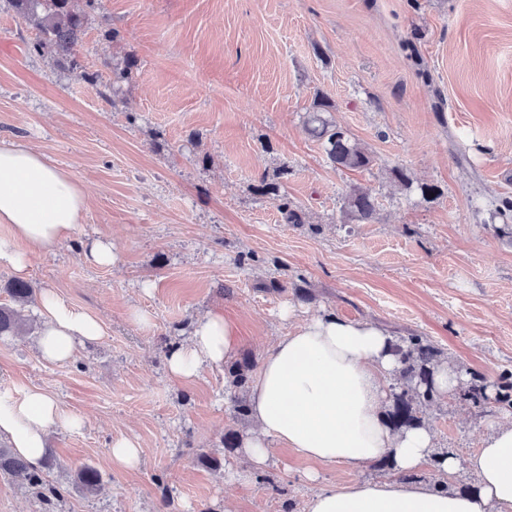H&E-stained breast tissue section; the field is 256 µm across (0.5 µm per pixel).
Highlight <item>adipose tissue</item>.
Wrapping results in <instances>:
<instances>
[{"label":"adipose tissue","instance_id":"1","mask_svg":"<svg viewBox=\"0 0 512 512\" xmlns=\"http://www.w3.org/2000/svg\"><path fill=\"white\" fill-rule=\"evenodd\" d=\"M87 207L77 180L22 144H0V269L28 275L31 259L19 242L51 250L72 236ZM37 350L42 359L64 363L80 341H95L103 329L54 291L40 298ZM389 330L369 320H347L324 311L279 337L249 385L248 411L255 428L242 444L251 466L264 465L273 443L315 464L366 466L387 460L392 474L350 486H327L308 498L301 512H512V419L494 420L482 448L459 460L440 457L443 476L465 468L475 474L473 492L439 491L407 480L427 464L434 434L421 426L401 431L388 424L382 407L386 380L398 367ZM240 340L223 316L207 313L192 324L189 338L168 356L172 378L190 379L202 369L234 362ZM81 418L63 411L39 388L0 391V438L30 461L45 453L51 432L73 430Z\"/></svg>","mask_w":512,"mask_h":512}]
</instances>
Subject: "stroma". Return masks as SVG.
Instances as JSON below:
<instances>
[{
    "mask_svg": "<svg viewBox=\"0 0 512 512\" xmlns=\"http://www.w3.org/2000/svg\"><path fill=\"white\" fill-rule=\"evenodd\" d=\"M38 35L0 7V142L73 175L88 207L69 241L32 249L27 279L104 334L69 363L43 362L34 303L23 311L33 333L0 336V390L42 388L84 421L48 439L45 479L65 497L44 502L0 475V512H298L322 487L390 475L384 460L314 467L280 444L261 468L225 450V434L254 425L235 413L224 370H166L206 312L236 326L257 365L295 304L305 319L330 310L429 337L491 383L512 371V245L491 226L512 199V0H99L79 71L34 51ZM319 92L369 169L336 168L305 132ZM283 165L299 224L254 191ZM422 183L438 194L422 196ZM352 185L371 190L373 223L345 216ZM95 240L111 242L116 264L85 258ZM422 415L436 452L462 459L494 419L450 395ZM121 437L139 442V469L112 465ZM84 465L101 474L96 491L77 485Z\"/></svg>",
    "mask_w": 512,
    "mask_h": 512,
    "instance_id": "1",
    "label": "stroma"
}]
</instances>
